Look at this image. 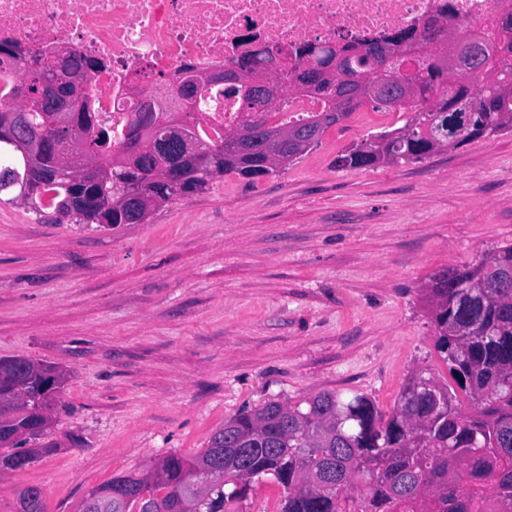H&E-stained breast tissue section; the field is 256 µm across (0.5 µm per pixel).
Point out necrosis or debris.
I'll use <instances>...</instances> for the list:
<instances>
[{
  "instance_id": "necrosis-or-debris-1",
  "label": "necrosis or debris",
  "mask_w": 512,
  "mask_h": 512,
  "mask_svg": "<svg viewBox=\"0 0 512 512\" xmlns=\"http://www.w3.org/2000/svg\"><path fill=\"white\" fill-rule=\"evenodd\" d=\"M512 0H0V41L67 45L103 61L88 94L120 146L143 92L183 64L223 69L260 49L282 62L306 43L379 39L407 26L470 27L493 39Z\"/></svg>"
}]
</instances>
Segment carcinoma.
Segmentation results:
<instances>
[{
	"instance_id": "obj_1",
	"label": "carcinoma",
	"mask_w": 512,
	"mask_h": 512,
	"mask_svg": "<svg viewBox=\"0 0 512 512\" xmlns=\"http://www.w3.org/2000/svg\"><path fill=\"white\" fill-rule=\"evenodd\" d=\"M453 41L443 50L426 54L410 74H402L400 57L422 51L426 37L416 27L390 36L342 46L308 44L295 52L293 66L272 83L271 108L257 105L258 121L245 117L224 130L211 132L192 118L196 101L176 110L161 111L150 95L133 113L122 146L102 149L111 131L97 123L90 97L75 98L73 122L82 136L67 151L81 158L83 146L97 169L108 174L100 194L111 203L123 183L134 182L141 195L168 203L201 191L225 173L247 179L265 177L293 164L292 156L268 165L261 146L239 152L226 146L235 129L262 127L325 131L353 115L334 113L336 98L352 96L364 87L394 90L407 84L412 94L396 93L394 104H372L377 112H404L403 125L375 133L336 157L338 169H368L399 163H418L438 148L445 133L443 116L461 98L480 102L465 134L453 147L512 133V94L500 91L512 74V16L501 23L500 38L482 39L464 27H455ZM377 45L388 60L381 69L361 54ZM345 57L351 81L305 85L304 67L325 69L334 58ZM102 63L66 58L63 65L49 59L31 62L23 54L0 68V108L14 105L18 76L37 90L43 79L60 74L88 73ZM314 97L323 109L305 117L280 120L272 113L288 109V96ZM57 102L49 100L32 117L51 139L64 133L50 126ZM189 118V132L199 148V164L186 166L182 185L153 181L151 174L164 160L150 154L139 160V171L124 174L116 157L128 152L149 130L167 126L173 117ZM0 191L15 185L16 172H24L16 148L0 142ZM23 199L77 223L96 224L97 217L81 205L82 186L55 169L42 165L28 184H19ZM512 244L498 247L475 263L430 276L427 307L436 336V348L458 387L471 400L466 414L455 402L448 384L415 374L394 402L382 412L367 394L341 398L321 391L295 402L269 400L224 421L207 446L189 458L169 454L140 474L128 472L90 490L80 512H247L246 502L257 481L269 476L282 492L275 512H512ZM64 382L59 366L27 356L0 359V462L24 469L58 448L51 434L53 393ZM35 486L16 492L17 512H46Z\"/></svg>"
}]
</instances>
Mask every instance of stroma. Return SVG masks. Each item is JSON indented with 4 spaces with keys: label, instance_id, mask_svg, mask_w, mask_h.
I'll list each match as a JSON object with an SVG mask.
<instances>
[{
    "label": "stroma",
    "instance_id": "35a3bbf8",
    "mask_svg": "<svg viewBox=\"0 0 512 512\" xmlns=\"http://www.w3.org/2000/svg\"><path fill=\"white\" fill-rule=\"evenodd\" d=\"M397 119L362 107L286 169L217 177L141 224H59L0 192V357L67 373L61 447L0 471V512L24 486L47 512H77L89 489L195 454L271 399L364 393L387 411L412 374L447 381L426 289L512 244V133L336 168Z\"/></svg>",
    "mask_w": 512,
    "mask_h": 512
}]
</instances>
